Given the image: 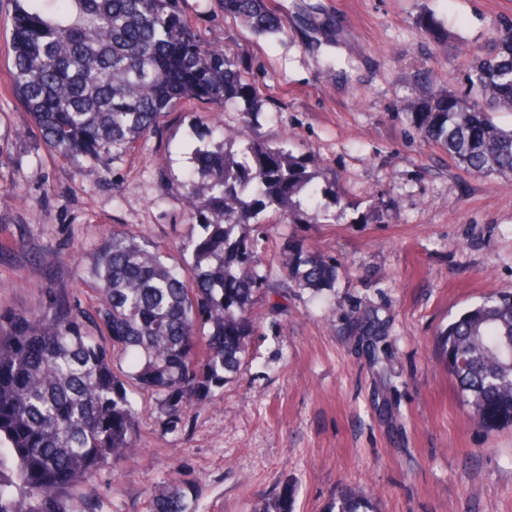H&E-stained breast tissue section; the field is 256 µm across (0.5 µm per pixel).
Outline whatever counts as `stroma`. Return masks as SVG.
I'll return each instance as SVG.
<instances>
[{"label":"stroma","instance_id":"35a3bbf8","mask_svg":"<svg viewBox=\"0 0 512 512\" xmlns=\"http://www.w3.org/2000/svg\"><path fill=\"white\" fill-rule=\"evenodd\" d=\"M281 39L254 36L184 0L189 26L229 49L254 86L255 120L223 113L238 137L209 135L215 106L187 97L111 166L47 150L7 87L12 0H0V312L42 307L48 281L93 303L102 227L134 230L171 264L200 229L183 183L197 146L287 145L305 158L331 224H269L264 268L289 244L336 257L323 290L264 288L256 332L224 389L171 425L155 394L132 388L140 446L78 489L92 512H149L179 476L195 512H259L282 488L292 512H328L349 487L378 512H512V427H474L437 336L484 296L512 291V176L461 170L424 142L401 107L419 74L454 84L512 19V0H270ZM431 11L448 31L420 29ZM384 330L365 341L350 318Z\"/></svg>","mask_w":512,"mask_h":512}]
</instances>
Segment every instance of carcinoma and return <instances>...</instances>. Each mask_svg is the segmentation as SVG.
<instances>
[{"label": "carcinoma", "instance_id": "1", "mask_svg": "<svg viewBox=\"0 0 512 512\" xmlns=\"http://www.w3.org/2000/svg\"><path fill=\"white\" fill-rule=\"evenodd\" d=\"M8 90L23 104L46 148L76 164L117 161L154 131L181 99L233 104L248 122L253 85L229 52L196 38L183 0H14ZM218 3L224 17L259 36L286 34L265 0ZM419 25L446 32L433 13ZM465 87L424 77L402 100L413 126L459 167L512 175V23L475 54ZM185 197L201 232L183 243L184 266L168 263L129 229L105 228L88 312L67 288H46L41 309L0 314V512H84L73 490L100 467L139 447L129 387L158 394L176 423L224 389L254 332L251 305L267 286L257 239L245 229L264 212L289 224H329L310 189L304 159L285 146L252 142L239 159L197 147ZM243 229L235 235V229ZM284 288H325L336 258L291 248L279 267ZM448 376L485 431L512 426V293L491 294L440 333ZM291 491L263 512H290ZM336 512H377L374 499L340 489ZM150 512H193L185 486L157 490Z\"/></svg>", "mask_w": 512, "mask_h": 512}]
</instances>
